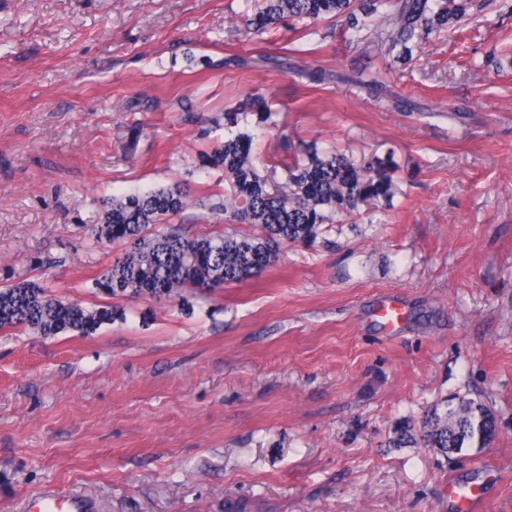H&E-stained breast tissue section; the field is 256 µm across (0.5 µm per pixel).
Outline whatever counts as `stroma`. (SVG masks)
Instances as JSON below:
<instances>
[{
	"instance_id": "1",
	"label": "stroma",
	"mask_w": 512,
	"mask_h": 512,
	"mask_svg": "<svg viewBox=\"0 0 512 512\" xmlns=\"http://www.w3.org/2000/svg\"><path fill=\"white\" fill-rule=\"evenodd\" d=\"M250 0H0V284L103 302L120 253L100 200L187 183L175 227L224 190L214 117L264 97L258 167L317 144L391 157L387 210L284 246L260 276L183 299H126L96 334L0 330V512L47 490L96 512H452L448 482L512 512V0L433 38L386 102L301 69L385 65L339 23L249 33ZM287 57L286 69L232 58ZM405 319L387 330L381 300ZM499 433L448 458L389 447L440 400Z\"/></svg>"
}]
</instances>
